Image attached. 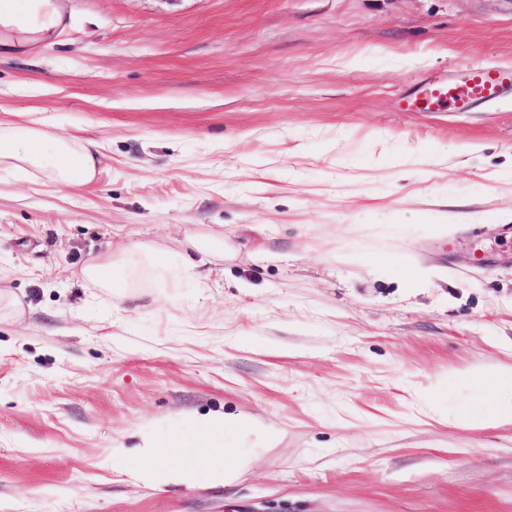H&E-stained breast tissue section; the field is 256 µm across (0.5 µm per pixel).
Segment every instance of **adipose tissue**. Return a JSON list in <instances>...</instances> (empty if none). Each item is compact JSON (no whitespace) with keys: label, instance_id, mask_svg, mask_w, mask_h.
<instances>
[{"label":"adipose tissue","instance_id":"obj_1","mask_svg":"<svg viewBox=\"0 0 512 512\" xmlns=\"http://www.w3.org/2000/svg\"><path fill=\"white\" fill-rule=\"evenodd\" d=\"M62 23L54 0H0V28L19 31L29 40L50 38ZM100 145L94 140L73 141L37 128L11 124L0 127V170L18 174L28 172L47 176L53 183L77 187L90 183L97 174ZM478 385L491 392L489 402L464 410L456 416L439 415L444 425L471 422L512 424V393L496 395L502 385L512 386V369L496 374H480ZM258 426L247 417L230 418L223 414L194 417V441L165 452L151 438L136 448H116L112 454L130 460V475L156 485L195 487L206 482L230 483L249 466L251 458L232 445L212 450L208 435L234 431L249 433Z\"/></svg>","mask_w":512,"mask_h":512}]
</instances>
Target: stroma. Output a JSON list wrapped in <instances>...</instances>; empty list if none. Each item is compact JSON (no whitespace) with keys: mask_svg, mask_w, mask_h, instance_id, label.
Here are the masks:
<instances>
[{"mask_svg":"<svg viewBox=\"0 0 512 512\" xmlns=\"http://www.w3.org/2000/svg\"><path fill=\"white\" fill-rule=\"evenodd\" d=\"M59 2L6 36L0 121L102 150L78 188L0 172V512H512V424L425 414L512 366V94L401 109L512 65V0ZM208 413L263 427L216 436L255 451L231 484L112 456ZM512 88V66L479 64L471 66L460 80L432 86L421 99L427 112H469L475 104H492ZM82 280L91 288H120L114 294L125 296V278L113 270L112 256L91 258L81 271Z\"/></svg>","mask_w":512,"mask_h":512,"instance_id":"stroma-1","label":"stroma"}]
</instances>
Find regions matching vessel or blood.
Returning <instances> with one entry per match:
<instances>
[{
  "label": "vessel or blood",
  "instance_id": "1",
  "mask_svg": "<svg viewBox=\"0 0 512 512\" xmlns=\"http://www.w3.org/2000/svg\"><path fill=\"white\" fill-rule=\"evenodd\" d=\"M512 88V66H471L459 80L444 81L426 91L422 103L429 112L469 111L476 104H491Z\"/></svg>",
  "mask_w": 512,
  "mask_h": 512
}]
</instances>
